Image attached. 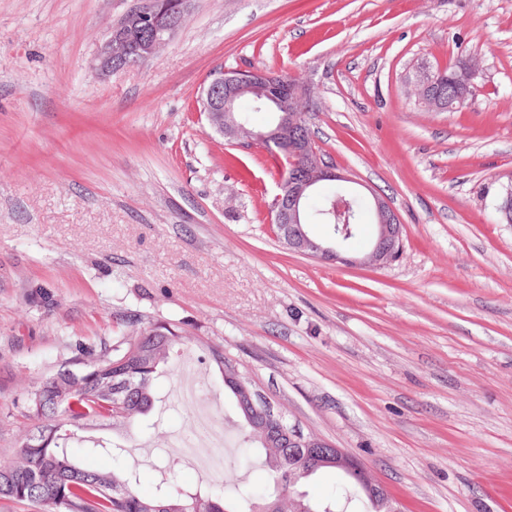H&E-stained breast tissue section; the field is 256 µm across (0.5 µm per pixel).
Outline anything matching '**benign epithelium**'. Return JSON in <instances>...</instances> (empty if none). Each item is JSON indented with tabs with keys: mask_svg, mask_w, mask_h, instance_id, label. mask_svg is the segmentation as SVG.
I'll use <instances>...</instances> for the list:
<instances>
[{
	"mask_svg": "<svg viewBox=\"0 0 512 512\" xmlns=\"http://www.w3.org/2000/svg\"><path fill=\"white\" fill-rule=\"evenodd\" d=\"M186 8L187 0H146L144 7L128 14L111 29L100 48V69L115 71L155 57L181 28ZM210 76L214 80L198 100L199 111L206 116L210 127L229 139L244 136L256 143L280 144L294 169L288 191L276 194L272 201V215L279 225L280 239L288 249L328 264L358 263L382 267L392 262L400 250L402 225L396 210L377 194L371 202L377 233L363 254L348 257L341 239L320 240L308 231L303 219L306 198L323 181L350 183L352 179L322 161L306 122L300 120L304 116L301 109L306 97L305 86L288 79L278 83L261 70L226 71L219 68ZM423 76L427 80L424 93L418 95V99L437 111L442 110V104L450 97L465 100L464 91L472 86L471 70L464 66L447 76L431 71ZM268 88L278 95L276 118L263 130H250L230 112L231 102L247 93L262 96ZM235 394L240 406L262 419L274 435L287 440L288 447L304 449L318 465L331 464L338 469L356 472L365 486L375 487L363 468L343 449L287 428L280 413L274 411L255 388L242 384L235 388Z\"/></svg>",
	"mask_w": 512,
	"mask_h": 512,
	"instance_id": "1",
	"label": "benign epithelium"
}]
</instances>
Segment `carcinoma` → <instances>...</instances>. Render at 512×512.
<instances>
[{"instance_id":"carcinoma-1","label":"carcinoma","mask_w":512,"mask_h":512,"mask_svg":"<svg viewBox=\"0 0 512 512\" xmlns=\"http://www.w3.org/2000/svg\"><path fill=\"white\" fill-rule=\"evenodd\" d=\"M233 112L247 125L253 112L272 113V103L244 94L234 101ZM342 194L343 188L338 187L312 198L307 204L308 223L335 224L328 210ZM348 200L352 234L344 242L346 246L359 239L366 225L363 201L353 195ZM121 326V334L110 343L76 340L72 356L55 373L34 381L23 395V417L32 421V427L13 443L9 459L0 462V470L12 474L9 483L0 477V500L28 503L42 512H262L266 507L274 512H346L345 503L357 498L360 512H377L362 484L347 472L345 484L326 502L312 501L298 492V484L320 468L308 462L288 467V449L268 442L240 407L238 429L246 453L259 454L270 474L268 486L260 494L242 485L234 467L224 474V484L236 493L229 499L173 483L158 487L152 496H143L131 470L105 472L81 466L68 451L74 431L91 425L113 431L147 415L156 401L155 377L188 339L173 323L144 322L135 315L122 320ZM117 373L132 381L119 408L112 399V379Z\"/></svg>"}]
</instances>
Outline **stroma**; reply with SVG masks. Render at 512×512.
I'll return each mask as SVG.
<instances>
[{
  "mask_svg": "<svg viewBox=\"0 0 512 512\" xmlns=\"http://www.w3.org/2000/svg\"><path fill=\"white\" fill-rule=\"evenodd\" d=\"M145 0H0V451L30 429L33 379L123 316L190 340L154 411L70 443L142 493L165 467L219 491L192 451L198 414L242 461L210 347L242 363L289 426L353 456L400 512H512V0H190L150 60L105 73L110 30ZM469 62L447 112L420 73ZM299 80L325 161L397 211L399 258L327 264L270 228L282 166L198 111L214 69Z\"/></svg>",
  "mask_w": 512,
  "mask_h": 512,
  "instance_id": "obj_1",
  "label": "stroma"
}]
</instances>
